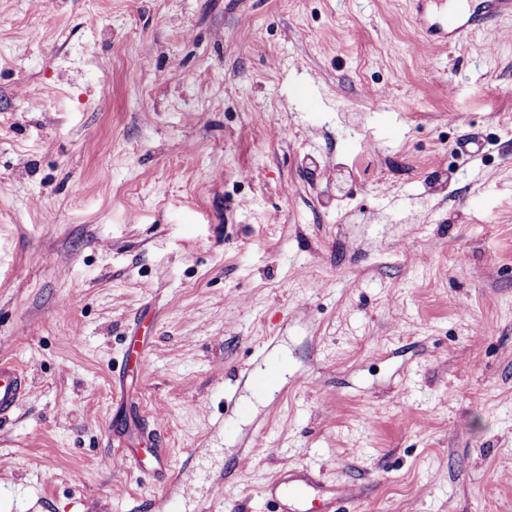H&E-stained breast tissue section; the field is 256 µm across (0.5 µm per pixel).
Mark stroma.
Instances as JSON below:
<instances>
[{"mask_svg": "<svg viewBox=\"0 0 512 512\" xmlns=\"http://www.w3.org/2000/svg\"><path fill=\"white\" fill-rule=\"evenodd\" d=\"M414 15L0 0V512H512V16ZM490 3L492 8L488 14L467 11L447 15L437 13L425 31L433 41L447 46L484 30L491 17L512 16L511 0H491ZM30 386V377L23 369L0 362V422L13 415ZM311 468L298 472L282 470L262 488L264 498L274 505L268 512H309L319 502V512H335L338 503L350 497L347 488H328ZM338 512V511H336Z\"/></svg>", "mask_w": 512, "mask_h": 512, "instance_id": "obj_1", "label": "stroma"}]
</instances>
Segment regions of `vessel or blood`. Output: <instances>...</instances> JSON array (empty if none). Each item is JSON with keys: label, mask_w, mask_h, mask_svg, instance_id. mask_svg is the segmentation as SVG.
I'll return each mask as SVG.
<instances>
[{"label": "vessel or blood", "mask_w": 512, "mask_h": 512, "mask_svg": "<svg viewBox=\"0 0 512 512\" xmlns=\"http://www.w3.org/2000/svg\"><path fill=\"white\" fill-rule=\"evenodd\" d=\"M491 4L487 15L467 11L436 14L426 32L445 46L484 30L490 16H512V0H491ZM30 386V377L23 369L0 362V422L13 415ZM262 494L273 504V512H336L337 504L350 496L348 489L324 486L309 468L281 471L263 487Z\"/></svg>", "instance_id": "1"}]
</instances>
